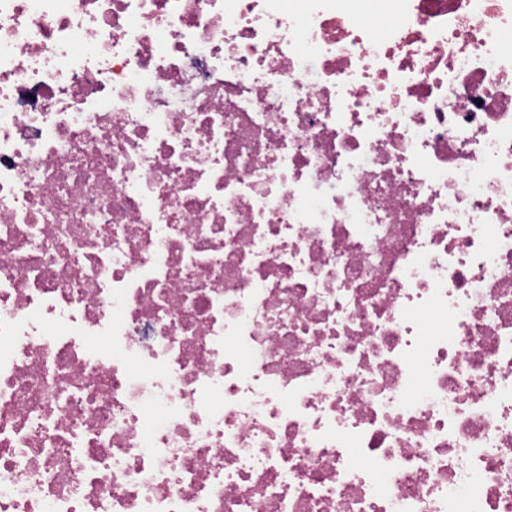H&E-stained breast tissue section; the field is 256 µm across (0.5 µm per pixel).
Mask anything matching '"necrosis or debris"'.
Listing matches in <instances>:
<instances>
[{
	"instance_id": "necrosis-or-debris-1",
	"label": "necrosis or debris",
	"mask_w": 512,
	"mask_h": 512,
	"mask_svg": "<svg viewBox=\"0 0 512 512\" xmlns=\"http://www.w3.org/2000/svg\"><path fill=\"white\" fill-rule=\"evenodd\" d=\"M0 0V512H512V0Z\"/></svg>"
}]
</instances>
